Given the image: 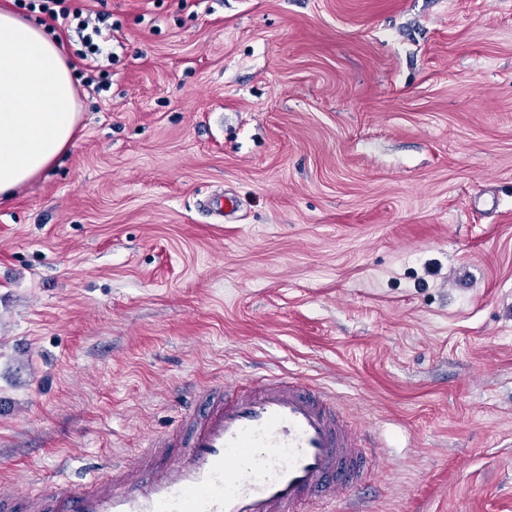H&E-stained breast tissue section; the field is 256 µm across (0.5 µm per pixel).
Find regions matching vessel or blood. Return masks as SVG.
Listing matches in <instances>:
<instances>
[{
  "mask_svg": "<svg viewBox=\"0 0 512 512\" xmlns=\"http://www.w3.org/2000/svg\"><path fill=\"white\" fill-rule=\"evenodd\" d=\"M329 394L283 374L204 389L183 406L184 437L89 478L0 491V512H335L375 460Z\"/></svg>",
  "mask_w": 512,
  "mask_h": 512,
  "instance_id": "vessel-or-blood-1",
  "label": "vessel or blood"
}]
</instances>
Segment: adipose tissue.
Instances as JSON below:
<instances>
[{"label":"adipose tissue","instance_id":"adipose-tissue-1","mask_svg":"<svg viewBox=\"0 0 512 512\" xmlns=\"http://www.w3.org/2000/svg\"><path fill=\"white\" fill-rule=\"evenodd\" d=\"M79 120L59 40L0 4V200L53 167L77 140Z\"/></svg>","mask_w":512,"mask_h":512}]
</instances>
